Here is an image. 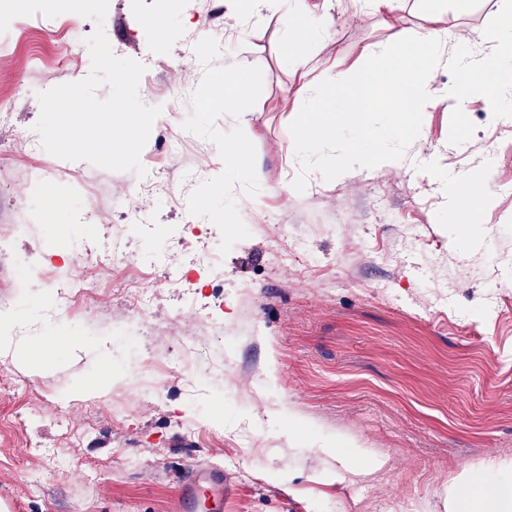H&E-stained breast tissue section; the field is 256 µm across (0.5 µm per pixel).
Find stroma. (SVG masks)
Returning a JSON list of instances; mask_svg holds the SVG:
<instances>
[{"instance_id": "obj_1", "label": "stroma", "mask_w": 512, "mask_h": 512, "mask_svg": "<svg viewBox=\"0 0 512 512\" xmlns=\"http://www.w3.org/2000/svg\"><path fill=\"white\" fill-rule=\"evenodd\" d=\"M311 2L330 32L315 59L346 66L415 39L431 8L399 0L407 22L388 30L365 0ZM498 4L474 0L437 45L431 95L457 81L459 45L490 54ZM227 10L109 0L112 49L163 108L140 159L167 200L34 130L39 93L89 74L95 21L19 16L0 34V495L22 512H174L183 473L212 464L239 487L232 512H446L465 466L512 459V122L472 94L425 112L405 168L297 164L295 116L271 106L301 79L297 48L277 13L228 33ZM227 69L247 79L232 99ZM244 125L262 176L228 180L220 149ZM483 169L496 199L467 243L440 221L438 176ZM286 243L303 255L277 256ZM324 442L389 462L342 479Z\"/></svg>"}]
</instances>
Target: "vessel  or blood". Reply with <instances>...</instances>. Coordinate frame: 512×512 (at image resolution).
<instances>
[{
    "mask_svg": "<svg viewBox=\"0 0 512 512\" xmlns=\"http://www.w3.org/2000/svg\"><path fill=\"white\" fill-rule=\"evenodd\" d=\"M237 494L223 468L196 465L186 470L176 497V512H224Z\"/></svg>",
    "mask_w": 512,
    "mask_h": 512,
    "instance_id": "b4317fda",
    "label": "vessel or blood"
}]
</instances>
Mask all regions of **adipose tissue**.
<instances>
[{
	"mask_svg": "<svg viewBox=\"0 0 512 512\" xmlns=\"http://www.w3.org/2000/svg\"><path fill=\"white\" fill-rule=\"evenodd\" d=\"M267 3L270 8L283 9L285 31L301 35L305 45L328 39L323 13L308 0ZM501 12L505 21L491 32V55L460 57L459 81L443 92L441 103L462 102L466 89L480 90L499 102L512 94V0H501ZM428 22V28L412 42L362 53L356 71L341 72L336 65L324 62L318 65L314 79L301 82L290 106L296 114L293 154L297 160L315 157L339 174L355 165L370 170L404 167V156L389 139L424 137L422 114L427 110L435 72L431 47L453 35L454 25L447 11H434ZM382 90L402 98L403 104L381 112L383 129L378 132L372 122L378 113L373 99ZM332 139L338 142L335 153H322V144ZM220 162L228 176L260 175L244 129L225 138ZM441 182L451 197L448 226L460 239H472L479 210L493 201L488 178L466 172L442 177ZM448 512H512V464L463 470L448 489Z\"/></svg>",
	"mask_w": 512,
	"mask_h": 512,
	"instance_id": "1",
	"label": "adipose tissue"
}]
</instances>
